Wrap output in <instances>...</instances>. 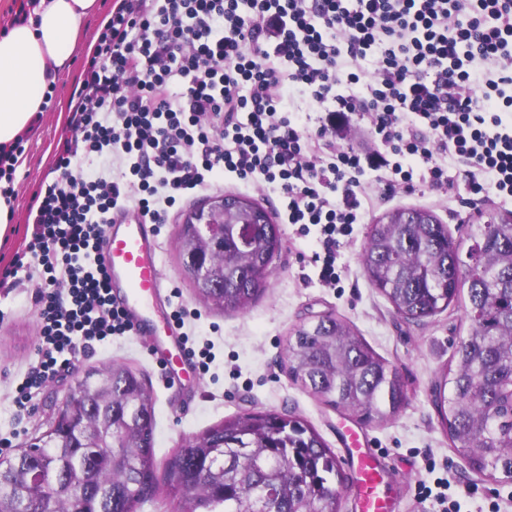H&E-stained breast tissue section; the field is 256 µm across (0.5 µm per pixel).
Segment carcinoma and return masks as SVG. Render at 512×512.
Listing matches in <instances>:
<instances>
[{
    "instance_id": "1",
    "label": "carcinoma",
    "mask_w": 512,
    "mask_h": 512,
    "mask_svg": "<svg viewBox=\"0 0 512 512\" xmlns=\"http://www.w3.org/2000/svg\"><path fill=\"white\" fill-rule=\"evenodd\" d=\"M225 214L224 238L209 246L221 288L193 280L202 301L226 313L252 305L282 247L275 224H254L248 197ZM462 242L429 209L399 208L375 221L362 254L371 285L409 321L446 310L468 288L470 329L434 392L453 451L475 474L512 476V212L471 224ZM182 263L194 255V225L181 224ZM288 374L324 405L383 422L405 404L399 369L346 320L331 314L297 327ZM114 448H109V445ZM65 512L77 484L84 512H133L158 492L154 401L142 374L127 365L75 380L50 430L15 456L0 458V512H31L33 470ZM346 482L336 454L307 422L254 412L194 436L169 461L165 494L176 512H340Z\"/></svg>"
}]
</instances>
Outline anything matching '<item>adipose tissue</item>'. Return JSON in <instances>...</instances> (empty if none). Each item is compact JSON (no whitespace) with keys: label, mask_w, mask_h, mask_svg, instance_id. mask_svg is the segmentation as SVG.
<instances>
[{"label":"adipose tissue","mask_w":512,"mask_h":512,"mask_svg":"<svg viewBox=\"0 0 512 512\" xmlns=\"http://www.w3.org/2000/svg\"><path fill=\"white\" fill-rule=\"evenodd\" d=\"M98 0H29L0 36V149L28 132Z\"/></svg>","instance_id":"1"}]
</instances>
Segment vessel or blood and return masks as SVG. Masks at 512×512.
<instances>
[{
  "mask_svg": "<svg viewBox=\"0 0 512 512\" xmlns=\"http://www.w3.org/2000/svg\"><path fill=\"white\" fill-rule=\"evenodd\" d=\"M100 254L110 301L123 311L132 334L147 338L149 354L164 370L168 388L184 390L194 361L172 315L157 226L130 209L114 213L104 227ZM338 441L353 476L355 512H395L384 490L387 473L381 455L368 434L346 427L339 430Z\"/></svg>",
  "mask_w": 512,
  "mask_h": 512,
  "instance_id": "1",
  "label": "vessel or blood"
}]
</instances>
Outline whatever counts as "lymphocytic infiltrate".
<instances>
[{"instance_id": "1", "label": "lymphocytic infiltrate", "mask_w": 512, "mask_h": 512, "mask_svg": "<svg viewBox=\"0 0 512 512\" xmlns=\"http://www.w3.org/2000/svg\"><path fill=\"white\" fill-rule=\"evenodd\" d=\"M376 68L361 82V61ZM332 102L317 132L292 93ZM368 114L384 154L336 145L344 113ZM56 177L35 195L31 238L0 285L34 277L38 361L15 388L27 411L66 353L130 333L97 254L112 212L166 226L224 177L278 191L282 223L316 234L322 286L341 280L340 238L386 188L512 199V0H119L70 101Z\"/></svg>"}]
</instances>
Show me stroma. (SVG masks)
I'll return each instance as SVG.
<instances>
[{
  "label": "stroma",
  "instance_id": "stroma-1",
  "mask_svg": "<svg viewBox=\"0 0 512 512\" xmlns=\"http://www.w3.org/2000/svg\"><path fill=\"white\" fill-rule=\"evenodd\" d=\"M99 11L80 36L68 71L53 86L50 107L41 113L26 134L21 155L25 165L14 173L15 197L9 229L0 240V269L10 266L26 244L27 214L41 181L53 173L55 147L68 132L70 94L77 84L84 60L94 50L115 0H98ZM377 204L342 238L337 263L342 267L339 287L320 285L307 258L316 249L315 235L299 236L294 227L282 225V247L267 278V288L256 303L242 313L228 314L204 304L183 271L177 237L184 215L199 197L183 200L160 236L162 269L173 289L179 291L193 320L197 345L212 344L215 356L207 373L198 374L191 395L168 389L164 373L149 358L142 339L116 336L92 350L69 354L70 367L48 380L25 414H18L14 388L37 358L40 336L34 290L27 278L14 287L0 288V457L17 454L35 435L42 434L63 402L75 378L91 369L126 364L142 370L155 398V460L157 469L189 438L224 419L257 411H276L301 417L312 425L329 448H336L339 423L357 424L356 416L324 406L288 374V337L298 326L318 316L332 314L353 324L383 358L396 365L407 391L403 408L387 421L368 425L383 455L389 479L385 486L399 506L398 512H438L433 501L416 497L418 481L447 478L456 492L461 512H489L498 501L500 512H512V484L480 477L453 451L433 404V391L450 366L469 322L467 298L451 304L433 318L410 322L395 313L387 299L368 281L362 252L371 224L395 208H429L455 239L466 240L469 224L511 211L512 201L492 195L471 194L458 186L454 195L423 189L414 193H387L374 183ZM437 463L435 473L425 468L426 458Z\"/></svg>",
  "mask_w": 512,
  "mask_h": 512
}]
</instances>
